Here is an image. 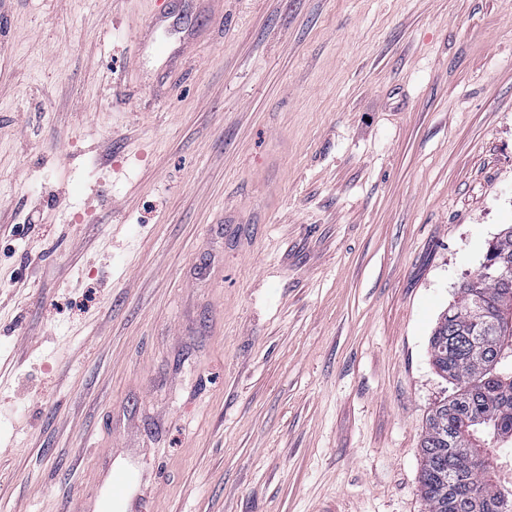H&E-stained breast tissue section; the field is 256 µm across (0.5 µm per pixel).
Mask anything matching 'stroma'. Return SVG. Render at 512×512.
Masks as SVG:
<instances>
[{"mask_svg": "<svg viewBox=\"0 0 512 512\" xmlns=\"http://www.w3.org/2000/svg\"><path fill=\"white\" fill-rule=\"evenodd\" d=\"M507 224L512 0H0V512H426ZM145 473L139 466H122L111 469L108 475L107 494L105 501H99L90 508L67 506L69 512H132L142 510L134 497L135 492L143 484ZM107 504V507H105ZM108 508L109 511L102 510Z\"/></svg>", "mask_w": 512, "mask_h": 512, "instance_id": "35a3bbf8", "label": "stroma"}]
</instances>
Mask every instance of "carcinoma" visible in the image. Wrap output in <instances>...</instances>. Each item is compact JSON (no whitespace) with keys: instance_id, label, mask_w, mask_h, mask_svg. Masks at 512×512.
<instances>
[{"instance_id":"obj_1","label":"carcinoma","mask_w":512,"mask_h":512,"mask_svg":"<svg viewBox=\"0 0 512 512\" xmlns=\"http://www.w3.org/2000/svg\"><path fill=\"white\" fill-rule=\"evenodd\" d=\"M512 225L488 243L482 268L463 280L430 338L437 375L453 386L427 418L421 496L428 512H512V481L498 458L478 462L477 443L512 449V342L500 321L512 308Z\"/></svg>"}]
</instances>
